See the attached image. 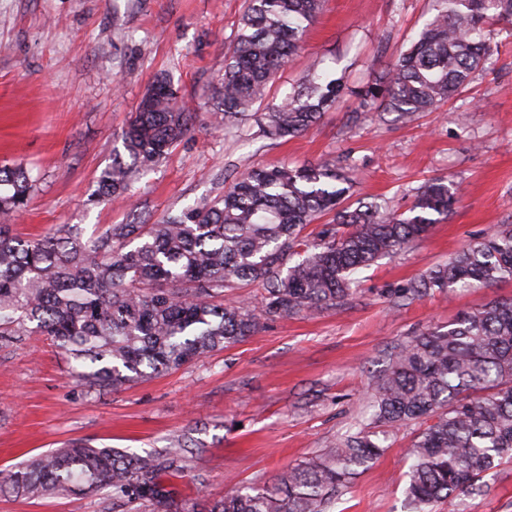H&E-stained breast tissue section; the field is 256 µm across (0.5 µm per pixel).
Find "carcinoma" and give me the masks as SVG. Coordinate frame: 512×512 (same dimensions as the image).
<instances>
[{"label":"carcinoma","instance_id":"1","mask_svg":"<svg viewBox=\"0 0 512 512\" xmlns=\"http://www.w3.org/2000/svg\"><path fill=\"white\" fill-rule=\"evenodd\" d=\"M434 17L411 38L382 83L362 101L407 120L433 112L492 60L488 28L512 23V0H438ZM323 0H246L224 76L212 101L217 124L234 126L263 105L300 48ZM344 92L325 68L265 106L263 136L308 132ZM170 83L157 80L122 133L124 153L98 176L94 197L123 199L134 176L163 160L195 122ZM33 188L27 168L0 166V341L43 336L79 363L75 380L104 393L149 374L177 370L231 347L259 320L336 307L356 292L354 274L405 252L448 217L459 189L426 181L409 214L387 204L342 207L349 178L329 161L262 166L235 177L224 195L154 224H113L85 236L79 224L23 239L12 220ZM329 223L313 232L322 219ZM512 279V225L482 239L403 287L409 296L448 288H488ZM264 286L261 310L224 293ZM375 430L360 429L276 474L263 486L235 485L205 512H334L336 496L369 469L383 436L421 424L409 449L408 512L480 489L484 476L512 460V301L464 311L412 337L391 357L373 401ZM184 434L158 457L95 448L82 441L40 454L0 477V494L109 489L147 512H181L162 481L184 469Z\"/></svg>","mask_w":512,"mask_h":512}]
</instances>
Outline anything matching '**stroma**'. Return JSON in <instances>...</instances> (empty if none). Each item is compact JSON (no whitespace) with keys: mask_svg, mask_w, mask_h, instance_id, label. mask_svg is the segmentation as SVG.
I'll list each match as a JSON object with an SVG mask.
<instances>
[{"mask_svg":"<svg viewBox=\"0 0 512 512\" xmlns=\"http://www.w3.org/2000/svg\"><path fill=\"white\" fill-rule=\"evenodd\" d=\"M244 0H0V166L24 164L34 188L14 221L32 237L65 224L101 232L157 222L224 192V179L258 165L336 160L352 179L349 205L376 199L407 211L425 179L460 195L448 220L413 247L360 272L342 306L264 320L242 342L181 369L100 395L70 375V358L40 336L0 343V473L62 446L164 453L191 432L185 468L166 477L176 503L207 504L227 478L260 485L368 422L388 356L429 326L512 298V279L490 288L397 297L407 281L470 242L512 224V27H493L494 56L437 111L405 122L349 94L307 134L261 137L255 117L211 124ZM436 0H326L303 48L270 97L296 87L313 62L352 88L379 79L433 17ZM169 77L199 118L131 200L91 201L101 171L147 89ZM418 425L400 427L375 464L344 488L336 512H404L407 452ZM466 512H512V462L483 479ZM0 512H113L106 492L41 499L0 496Z\"/></svg>","mask_w":512,"mask_h":512,"instance_id":"1","label":"stroma"}]
</instances>
